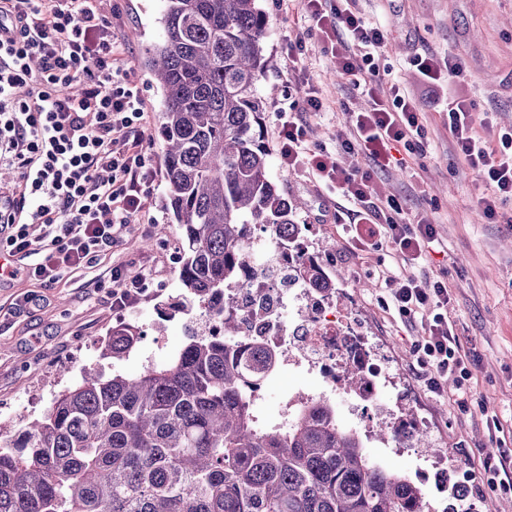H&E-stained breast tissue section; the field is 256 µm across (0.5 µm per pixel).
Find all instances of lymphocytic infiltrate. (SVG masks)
Returning a JSON list of instances; mask_svg holds the SVG:
<instances>
[{
    "label": "lymphocytic infiltrate",
    "instance_id": "1",
    "mask_svg": "<svg viewBox=\"0 0 512 512\" xmlns=\"http://www.w3.org/2000/svg\"><path fill=\"white\" fill-rule=\"evenodd\" d=\"M102 0H0V166L16 180L0 186V250L26 258L27 278L52 285L63 273L91 262L122 242L131 218L144 208L155 174L147 165L148 115L138 86L124 67V48ZM354 89L372 93L382 27L366 21L342 0H302ZM315 88L301 110L279 111L278 158L288 170L309 173L323 188L353 204L352 226L361 232L353 251L367 244L388 249L402 264L419 263L435 241L431 224L406 220L393 199L372 200L371 172L395 164V145L423 135L418 110L404 92L352 112L345 149L363 154L369 170L342 167L335 152L310 146L303 113L322 111ZM474 104L458 97L448 106L449 131L463 164L488 184L475 207L489 219L512 200V131L498 141L474 127ZM38 263H30L32 255ZM385 306L404 321H420L424 334L413 353L428 391L439 394L449 376L472 377L448 318V287L404 273L384 278Z\"/></svg>",
    "mask_w": 512,
    "mask_h": 512
}]
</instances>
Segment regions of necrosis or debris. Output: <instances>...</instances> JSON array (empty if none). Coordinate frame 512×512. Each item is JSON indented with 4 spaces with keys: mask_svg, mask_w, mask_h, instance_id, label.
<instances>
[{
    "mask_svg": "<svg viewBox=\"0 0 512 512\" xmlns=\"http://www.w3.org/2000/svg\"><path fill=\"white\" fill-rule=\"evenodd\" d=\"M275 239L267 229L252 233L241 285L224 292L243 322L239 341L277 353L282 365L320 381V393L335 401L342 426L375 440L367 411L392 407L401 399L390 368L350 328L333 299L302 285L281 287L271 271L287 263L275 249ZM348 362L358 363L365 375L353 392L338 380Z\"/></svg>",
    "mask_w": 512,
    "mask_h": 512,
    "instance_id": "necrosis-or-debris-1",
    "label": "necrosis or debris"
}]
</instances>
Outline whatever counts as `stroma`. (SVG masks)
<instances>
[{"label":"stroma","mask_w":512,"mask_h":512,"mask_svg":"<svg viewBox=\"0 0 512 512\" xmlns=\"http://www.w3.org/2000/svg\"><path fill=\"white\" fill-rule=\"evenodd\" d=\"M162 0H115V31L125 48L124 64L141 89L148 113L147 160L156 170L144 216L132 218L123 241L91 263L65 274L53 287L20 276L0 282V439L12 436L28 420L41 416L54 395L76 384L86 367L104 373L139 374L161 365L188 341L187 315L161 319L158 306L180 292V230L164 206L167 191L159 135L162 91L142 65L145 49L156 41ZM268 25L264 41L267 68L258 83L266 100L265 140L277 150L276 114L290 101H302L308 87L322 94L326 109L307 112L310 145L338 151L343 166L368 168L361 155L341 152L338 135L347 113L368 109L370 100L353 89L339 63L320 38L299 0H260ZM354 8L387 30L378 51L374 86L389 98L392 85L404 88L421 113L424 151L398 148V167L376 170L372 182L380 198H394L411 220L434 224L438 242L412 271L448 286V316L459 336L460 351L471 362L470 410L460 413L457 390L443 396L427 391L412 352L420 323H406L379 302L382 275L396 262L384 250L349 255L347 211L342 196L318 187L304 172L272 163L270 173L299 206L298 223L308 225L306 243L320 252L328 272L344 273L340 290L354 329L388 362L406 403L423 418L436 456L448 464V481L426 483L432 506H447L450 491L472 512H501L512 503L485 483L479 455L497 450L486 412L500 421V436L512 448V223L486 219L473 202L485 190L475 173L454 153L448 129V99L461 94L473 101L478 133L491 141L512 128V0H355ZM301 40L296 64L284 52L288 40ZM459 57L462 77L426 85L411 66L418 54ZM169 227L167 236L158 225ZM144 270L147 287L129 307L116 304L112 269ZM29 295L40 298L28 311L16 305ZM142 335L121 361L102 350L116 322Z\"/></svg>","instance_id":"stroma-1"}]
</instances>
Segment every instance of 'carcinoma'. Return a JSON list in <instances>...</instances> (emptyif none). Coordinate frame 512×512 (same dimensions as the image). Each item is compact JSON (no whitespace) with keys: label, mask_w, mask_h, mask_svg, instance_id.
Returning <instances> with one entry per match:
<instances>
[{"label":"carcinoma","mask_w":512,"mask_h":512,"mask_svg":"<svg viewBox=\"0 0 512 512\" xmlns=\"http://www.w3.org/2000/svg\"><path fill=\"white\" fill-rule=\"evenodd\" d=\"M159 23L144 66L163 92L165 205L182 238L170 317L237 287L247 226L273 229L292 251L304 225L269 173L258 0H163ZM290 277L336 297L315 253L298 256ZM239 329L226 311L223 339L193 331L163 365L84 370L0 440V512H430L419 484L373 465L361 437L338 428L330 400L264 416L250 391L272 355L238 348ZM139 342L118 324L103 356L126 358ZM341 378L353 392L364 375L352 362Z\"/></svg>","instance_id":"obj_1"}]
</instances>
